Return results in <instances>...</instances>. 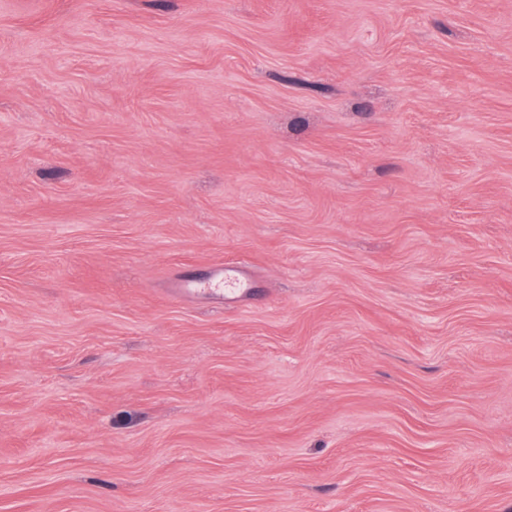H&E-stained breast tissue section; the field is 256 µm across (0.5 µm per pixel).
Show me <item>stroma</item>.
<instances>
[{
  "mask_svg": "<svg viewBox=\"0 0 512 512\" xmlns=\"http://www.w3.org/2000/svg\"><path fill=\"white\" fill-rule=\"evenodd\" d=\"M0 512H512V0H0ZM251 290L250 277L240 266L231 263L212 267L209 275L202 280H177L170 286V292L175 296L207 293L222 301L244 298L250 294Z\"/></svg>",
  "mask_w": 512,
  "mask_h": 512,
  "instance_id": "obj_1",
  "label": "stroma"
}]
</instances>
